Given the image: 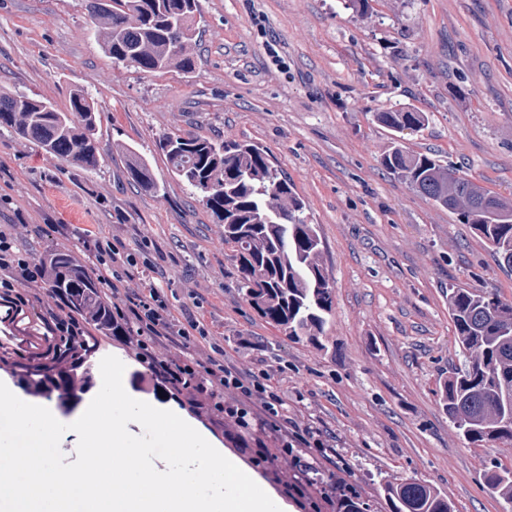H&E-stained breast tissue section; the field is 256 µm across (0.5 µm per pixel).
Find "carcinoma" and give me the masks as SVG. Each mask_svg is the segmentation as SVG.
<instances>
[{
    "instance_id": "obj_1",
    "label": "carcinoma",
    "mask_w": 512,
    "mask_h": 512,
    "mask_svg": "<svg viewBox=\"0 0 512 512\" xmlns=\"http://www.w3.org/2000/svg\"><path fill=\"white\" fill-rule=\"evenodd\" d=\"M93 37L112 62L146 74L171 69L185 75L196 65L199 0H112V14L96 16ZM378 120L395 133L419 131L428 122L423 112H381ZM0 127L21 140L37 143L46 153L80 169L100 167L97 113L83 91L70 94L60 109L36 93L0 90ZM169 173L188 188L224 225V244L231 248L239 273L238 287L268 324L295 341L323 345L334 295L321 263L322 241L308 222L306 204L271 161L253 143L219 142L197 135H169L159 141ZM128 178L146 192L161 186L150 164L132 146ZM390 174L405 181L434 204L456 214L512 269V200L483 189L480 183L421 153L391 142L382 158ZM485 193H480V190ZM52 270L49 292L65 294L72 316L98 331L112 333V300L85 266L65 248L42 257ZM448 313L464 367L448 377L443 407L460 436L476 447L512 444V300L494 290L453 285ZM46 394L60 405L75 406L81 393L64 380L52 381ZM492 490L512 503V466L496 464L484 475ZM390 512H453L433 485L410 477L382 486Z\"/></svg>"
}]
</instances>
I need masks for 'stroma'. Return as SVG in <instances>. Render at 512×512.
<instances>
[{
	"label": "stroma",
	"instance_id": "stroma-1",
	"mask_svg": "<svg viewBox=\"0 0 512 512\" xmlns=\"http://www.w3.org/2000/svg\"><path fill=\"white\" fill-rule=\"evenodd\" d=\"M197 66L149 75L112 63L89 30L83 0H0V87L65 107L94 101L102 165L88 172L0 128V186L33 257L66 248L96 226L129 251L152 241L156 284L173 304L189 295L224 348L226 365L274 376L288 417L319 428L323 466L353 484L371 512H388L384 483L414 477L454 512H512L486 484L512 446L475 448L449 422L441 386L463 364L448 288L493 289L512 299V270L459 223L381 164L394 136L376 115L426 113L403 132L434 156L512 197V0H199ZM263 147L318 225L334 292L325 347L298 343L245 301L223 225L173 178L159 149L168 134ZM150 162L163 195L128 182L119 148ZM134 393L179 409L260 480L282 512H307L294 469L252 463L235 432L183 397Z\"/></svg>",
	"mask_w": 512,
	"mask_h": 512
}]
</instances>
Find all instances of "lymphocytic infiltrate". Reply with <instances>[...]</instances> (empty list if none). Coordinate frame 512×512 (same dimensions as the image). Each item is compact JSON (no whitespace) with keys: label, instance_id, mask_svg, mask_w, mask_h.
Listing matches in <instances>:
<instances>
[{"label":"lymphocytic infiltrate","instance_id":"lymphocytic-infiltrate-1","mask_svg":"<svg viewBox=\"0 0 512 512\" xmlns=\"http://www.w3.org/2000/svg\"><path fill=\"white\" fill-rule=\"evenodd\" d=\"M84 255L92 264V270L112 299V334L127 342L135 350L137 362L146 364L153 383H164L177 392L190 397L197 405H205L222 415L224 421L240 431H262L277 434L275 452H262L263 461L275 458L291 459L296 469L293 491L297 497H305L311 486H319L322 499L336 506H343L354 488L333 479L316 482L320 464L328 446L323 433L307 426L294 430L292 435L282 434L285 423L284 402L272 383L269 372H243L224 363V348L218 343L209 345L205 359L195 358L191 350L198 347L209 334L201 321L188 307H172L165 295L155 286L133 290L134 268L158 273L155 264H138L136 256L119 240L104 235L101 230H85L82 238ZM0 308L9 322L26 319L27 298L22 289L46 288L51 276L50 269L22 250L11 228H0ZM56 311L39 315L43 328L40 341L29 354L30 362L45 370L43 378L34 382L35 391L46 389L49 380L62 377L72 379L75 351H64L55 342L59 336H81L86 332L83 324L67 319L63 313L67 302L57 297ZM169 342L173 353L158 356L160 342ZM233 394V401H225V394ZM259 403L260 412H253L252 403Z\"/></svg>","mask_w":512,"mask_h":512}]
</instances>
